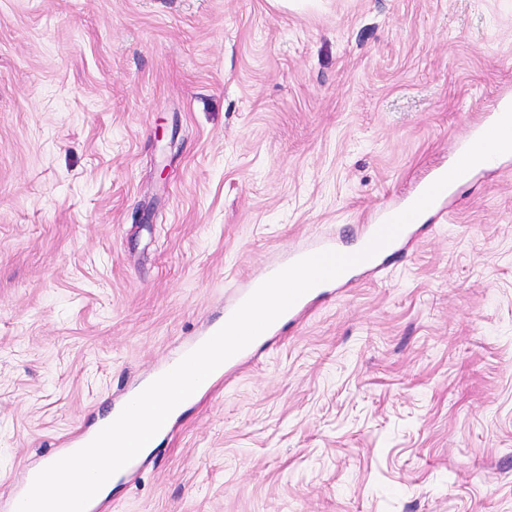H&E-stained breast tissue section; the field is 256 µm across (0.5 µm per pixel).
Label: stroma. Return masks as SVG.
<instances>
[{"mask_svg": "<svg viewBox=\"0 0 512 512\" xmlns=\"http://www.w3.org/2000/svg\"><path fill=\"white\" fill-rule=\"evenodd\" d=\"M512 97V0H0V501L242 286ZM216 379L105 512H512V156Z\"/></svg>", "mask_w": 512, "mask_h": 512, "instance_id": "1", "label": "stroma"}]
</instances>
